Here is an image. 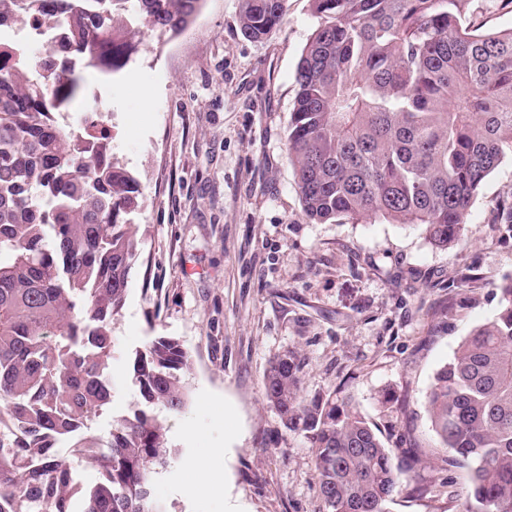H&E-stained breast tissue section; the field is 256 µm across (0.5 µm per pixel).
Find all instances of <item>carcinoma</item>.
<instances>
[{"label":"carcinoma","instance_id":"carcinoma-1","mask_svg":"<svg viewBox=\"0 0 512 512\" xmlns=\"http://www.w3.org/2000/svg\"><path fill=\"white\" fill-rule=\"evenodd\" d=\"M206 0H112L102 35L79 0H29L62 24L66 47L105 76L128 68L141 28L175 37ZM288 0H241L240 29L260 41ZM322 23L295 71L288 159L304 215L424 227L446 248L461 237L484 180L512 156V28L461 24L477 0H310ZM0 66V505L71 512L79 487L58 454L109 401L112 316L139 258L138 181L112 158L107 129L77 140L46 112L83 91L71 72L31 79L22 45ZM304 358L269 363L263 391L283 426L307 439L325 512H390L407 470L376 427L336 394H303ZM189 356L155 336L133 361L143 408L112 439H78L98 480L83 512H163L150 494L167 464L160 413L189 402ZM427 411L444 462L465 471L448 512H512V280L499 308L435 374Z\"/></svg>","mask_w":512,"mask_h":512}]
</instances>
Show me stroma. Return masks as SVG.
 <instances>
[{
  "instance_id": "stroma-1",
  "label": "stroma",
  "mask_w": 512,
  "mask_h": 512,
  "mask_svg": "<svg viewBox=\"0 0 512 512\" xmlns=\"http://www.w3.org/2000/svg\"><path fill=\"white\" fill-rule=\"evenodd\" d=\"M241 0H206L169 38L144 31L122 76L82 70L102 95L112 155L139 182V258L112 319L111 397L88 424L108 439L137 406L132 360L155 336L191 358L190 402L165 418L171 455L152 496L166 512H324L312 453L263 395L270 359L306 358L304 394L339 391L409 466L391 512H448L465 484L425 409L436 371L498 309L512 279V159L487 178L464 237L422 227L308 221L286 155L294 74L318 17L288 0L265 40L240 30ZM394 403L382 404L383 394ZM437 485L418 497L415 485Z\"/></svg>"
}]
</instances>
